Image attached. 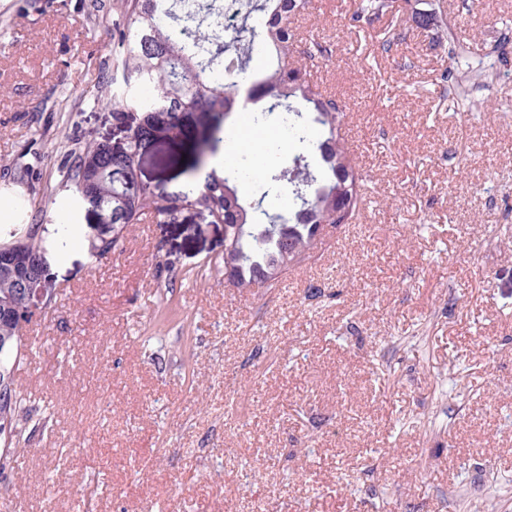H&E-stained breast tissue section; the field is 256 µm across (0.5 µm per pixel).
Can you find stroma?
Returning a JSON list of instances; mask_svg holds the SVG:
<instances>
[{
	"label": "stroma",
	"instance_id": "35a3bbf8",
	"mask_svg": "<svg viewBox=\"0 0 512 512\" xmlns=\"http://www.w3.org/2000/svg\"><path fill=\"white\" fill-rule=\"evenodd\" d=\"M492 72L440 98L448 53L410 12L350 26L354 0L293 25L325 43L313 80L344 110L365 176L355 219L271 288L224 279V227L143 215L111 254L73 246L96 215L56 159L117 142L124 0H0V243L37 225L57 299L25 379L51 400L0 473L13 512H512V0H439ZM392 39L389 50L381 43ZM157 136L142 180L191 179ZM175 262L160 273L162 257Z\"/></svg>",
	"mask_w": 512,
	"mask_h": 512
}]
</instances>
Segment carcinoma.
<instances>
[{"label": "carcinoma", "mask_w": 512, "mask_h": 512, "mask_svg": "<svg viewBox=\"0 0 512 512\" xmlns=\"http://www.w3.org/2000/svg\"><path fill=\"white\" fill-rule=\"evenodd\" d=\"M168 0H126V25L120 32L118 67L127 85L149 84L157 99L148 104L129 93L103 101L117 114H135L125 129V142L116 150L93 143L80 153L70 152L62 164L63 176L80 186L83 199L96 212L99 223L109 225L87 237L88 249L101 256L114 249L123 233L149 213L161 224H178L189 211L206 215L224 232L233 251L224 258V270L238 289L253 288L278 279L304 261L322 224L336 222V207L345 206L344 220L353 219L364 201L365 178L356 168L349 149L338 134L341 109L336 98L313 82L307 62L327 60L331 53L318 42L310 43L298 57L291 47L300 42L290 19L307 11L310 0H251L234 35L224 32L222 13L209 7L206 29L196 24L197 13L176 17ZM409 0H358L352 13L354 27L371 28L385 16L400 11ZM412 12L416 27L448 39V56L463 62V69L448 82L442 75L443 99L471 105L472 77L486 78L473 66L466 51L448 35L440 7ZM276 63L258 75L250 62L266 51ZM249 77L253 113L244 121L286 120L298 150L291 164L272 173L265 171L257 205H244L240 182L243 161L219 175L208 168L204 145L228 139L230 115L239 106V79ZM183 112L203 114L207 123L195 137L180 119ZM166 126L179 140L193 139L190 169L198 180L185 189L169 192L137 181L134 167L142 151ZM320 192L305 203L297 190L307 181ZM291 191L293 205L271 214L262 208L270 193ZM47 244L29 225L18 246L0 253V368L20 367L24 359V327L29 300L18 288L20 280L34 276ZM29 397L11 379L0 384V418L8 417L18 431L10 440L0 437V472L25 451V424L32 418Z\"/></svg>", "instance_id": "cac0c4a2"}]
</instances>
